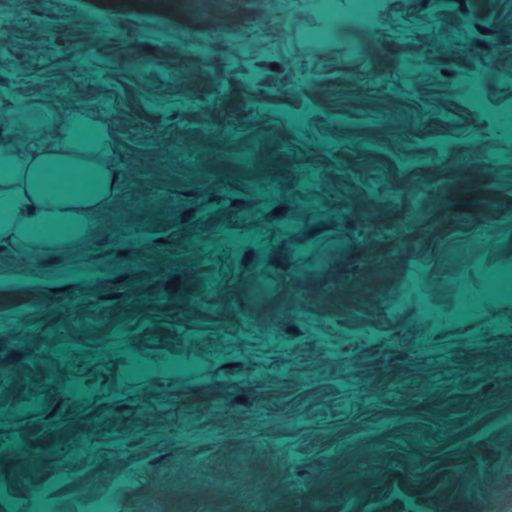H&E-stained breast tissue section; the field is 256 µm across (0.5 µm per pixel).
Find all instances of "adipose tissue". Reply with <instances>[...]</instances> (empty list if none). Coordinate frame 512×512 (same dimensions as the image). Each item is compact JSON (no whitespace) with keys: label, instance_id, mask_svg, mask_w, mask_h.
<instances>
[{"label":"adipose tissue","instance_id":"1","mask_svg":"<svg viewBox=\"0 0 512 512\" xmlns=\"http://www.w3.org/2000/svg\"><path fill=\"white\" fill-rule=\"evenodd\" d=\"M112 130L50 99L0 100V247L61 252L112 204Z\"/></svg>","mask_w":512,"mask_h":512}]
</instances>
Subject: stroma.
<instances>
[{
  "label": "stroma",
  "instance_id": "1",
  "mask_svg": "<svg viewBox=\"0 0 512 512\" xmlns=\"http://www.w3.org/2000/svg\"><path fill=\"white\" fill-rule=\"evenodd\" d=\"M361 3L15 21L0 99L109 124L115 190L0 249V512H512V0Z\"/></svg>",
  "mask_w": 512,
  "mask_h": 512
}]
</instances>
